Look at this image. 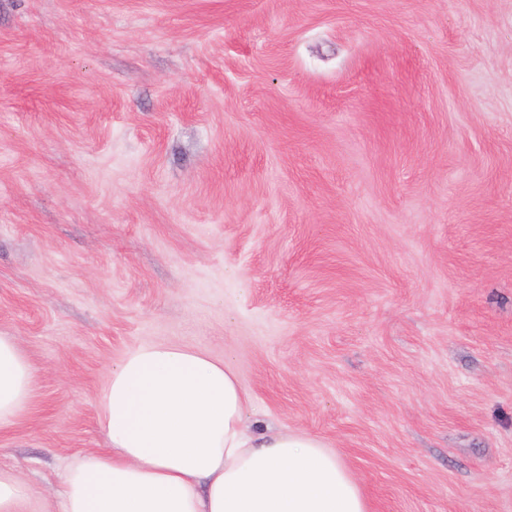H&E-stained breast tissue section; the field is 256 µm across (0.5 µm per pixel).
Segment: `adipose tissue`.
Here are the masks:
<instances>
[{"label": "adipose tissue", "instance_id": "ef3b65f1", "mask_svg": "<svg viewBox=\"0 0 512 512\" xmlns=\"http://www.w3.org/2000/svg\"><path fill=\"white\" fill-rule=\"evenodd\" d=\"M34 370L0 335V430L28 412ZM247 392L223 362L161 344L129 350L98 399L107 450L72 460L58 500L0 469V512H367L316 436L246 424Z\"/></svg>", "mask_w": 512, "mask_h": 512}]
</instances>
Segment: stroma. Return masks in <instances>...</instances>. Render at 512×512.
I'll use <instances>...</instances> for the list:
<instances>
[{"mask_svg":"<svg viewBox=\"0 0 512 512\" xmlns=\"http://www.w3.org/2000/svg\"><path fill=\"white\" fill-rule=\"evenodd\" d=\"M0 334L38 493L158 343L368 512H512V0H0ZM34 370L12 336L0 335V430L14 426L29 411Z\"/></svg>","mask_w":512,"mask_h":512,"instance_id":"stroma-1","label":"stroma"}]
</instances>
